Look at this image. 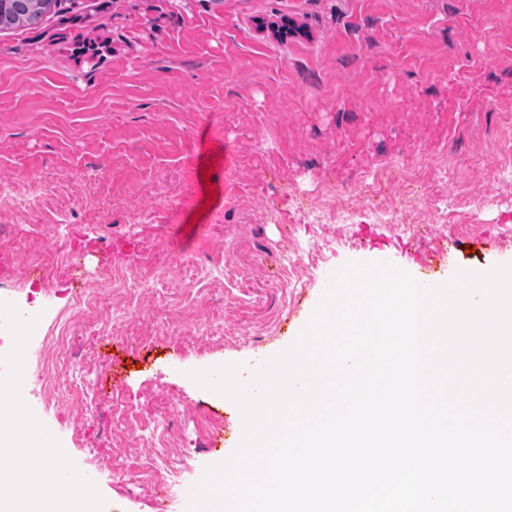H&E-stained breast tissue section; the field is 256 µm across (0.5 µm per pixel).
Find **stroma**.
<instances>
[{
	"instance_id": "obj_1",
	"label": "stroma",
	"mask_w": 512,
	"mask_h": 512,
	"mask_svg": "<svg viewBox=\"0 0 512 512\" xmlns=\"http://www.w3.org/2000/svg\"><path fill=\"white\" fill-rule=\"evenodd\" d=\"M392 159L417 165L416 184L386 186L406 223L336 220L369 208L354 188ZM443 187L447 224L427 201ZM314 206L328 223H306ZM2 226L0 311L65 248L86 268L51 279L76 292L114 271L124 295L48 372L94 381L67 410L45 406L28 344L30 409L96 475L103 512H187L240 413L192 372L249 381L347 263L442 280L512 262V0H61L0 31ZM114 389L135 422L112 421ZM175 466L171 509L148 486Z\"/></svg>"
}]
</instances>
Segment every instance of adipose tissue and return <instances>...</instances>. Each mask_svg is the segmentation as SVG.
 Masks as SVG:
<instances>
[{
	"label": "adipose tissue",
	"instance_id": "ef3b65f1",
	"mask_svg": "<svg viewBox=\"0 0 512 512\" xmlns=\"http://www.w3.org/2000/svg\"><path fill=\"white\" fill-rule=\"evenodd\" d=\"M55 448H25L13 482L0 485V512H99L94 485L70 496L61 485Z\"/></svg>",
	"mask_w": 512,
	"mask_h": 512
}]
</instances>
